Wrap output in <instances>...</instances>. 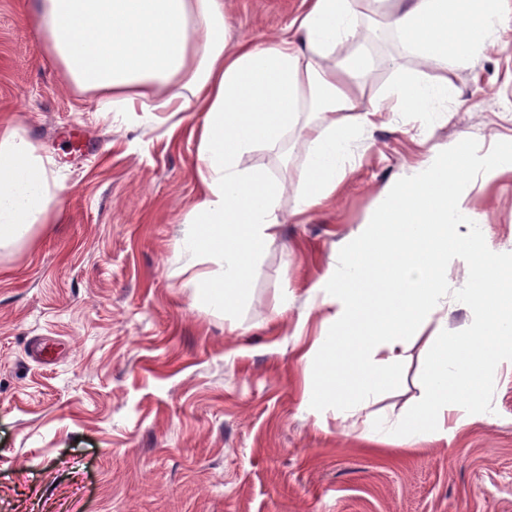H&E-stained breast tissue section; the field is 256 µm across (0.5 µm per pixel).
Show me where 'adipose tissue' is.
Here are the masks:
<instances>
[{
    "label": "adipose tissue",
    "mask_w": 512,
    "mask_h": 512,
    "mask_svg": "<svg viewBox=\"0 0 512 512\" xmlns=\"http://www.w3.org/2000/svg\"><path fill=\"white\" fill-rule=\"evenodd\" d=\"M38 36L48 56L97 109L129 126L164 129L200 112L197 172L200 194L184 218L178 258L204 264L192 278L194 300L214 312L246 290L248 272L284 222L281 182L245 165L260 151H283L289 135L309 147L294 215L318 209L350 173L349 147L386 115L418 114L417 142L426 156L378 195L357 236L312 285L326 310L307 373L316 397L345 419L346 435L378 433L382 441L415 447L438 443L494 413L489 384L512 379V295L501 271L512 251L493 244L477 202L486 184L512 173V146L484 153L461 136L435 146L434 123L448 120L457 92L426 74L400 77L382 97H358L368 71L359 56L337 57L339 46L366 37L358 0H308L274 43H226L224 0H34ZM388 25L412 53L439 66H461L497 43L507 28L503 0H395ZM55 162L13 122L0 121V248L15 247L33 225L46 223L50 204L66 190ZM245 241L228 248L225 238ZM404 289L381 293L363 278L366 264L387 265ZM462 268L453 284V268ZM384 296V321L369 320L372 298ZM469 311L470 334L487 355L468 353V336L448 330V314ZM435 324L438 346L424 372L420 409L352 423L403 364L419 328Z\"/></svg>",
    "instance_id": "obj_1"
}]
</instances>
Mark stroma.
<instances>
[{"mask_svg":"<svg viewBox=\"0 0 512 512\" xmlns=\"http://www.w3.org/2000/svg\"><path fill=\"white\" fill-rule=\"evenodd\" d=\"M303 0H224L230 43L279 39ZM31 0H0V117L14 120L68 186L49 221L0 253V512H512V379L495 415L412 451L361 449L334 410L305 411L301 360L325 311L311 285L357 232L378 193L422 158L409 114L354 148V173L318 210L292 216L307 148L253 165L284 186L286 215L228 312L173 275L182 221L199 193L196 130L173 137L103 120L45 54ZM372 60L366 96L400 76L452 83L457 102L431 142L512 135V31L465 66L406 52L387 29L346 44ZM494 242L512 237V175L480 204ZM434 326L368 408L413 411Z\"/></svg>","mask_w":512,"mask_h":512,"instance_id":"1","label":"stroma"}]
</instances>
